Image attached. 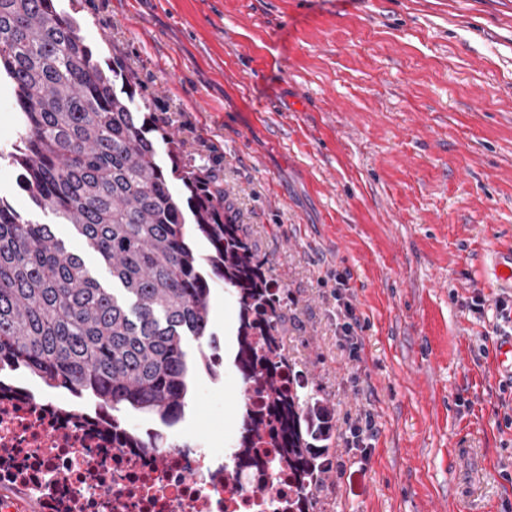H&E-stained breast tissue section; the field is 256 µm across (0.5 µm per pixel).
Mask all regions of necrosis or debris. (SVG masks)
I'll use <instances>...</instances> for the list:
<instances>
[{
	"mask_svg": "<svg viewBox=\"0 0 512 512\" xmlns=\"http://www.w3.org/2000/svg\"><path fill=\"white\" fill-rule=\"evenodd\" d=\"M272 459L181 441L164 448L121 447L108 416L0 385V512L25 494L37 512H288L286 473Z\"/></svg>",
	"mask_w": 512,
	"mask_h": 512,
	"instance_id": "1",
	"label": "necrosis or debris"
}]
</instances>
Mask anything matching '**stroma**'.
Segmentation results:
<instances>
[{
	"mask_svg": "<svg viewBox=\"0 0 512 512\" xmlns=\"http://www.w3.org/2000/svg\"><path fill=\"white\" fill-rule=\"evenodd\" d=\"M120 60L164 168L214 173L286 298L290 361L333 415L313 512H512V0H57ZM0 161V197L53 225ZM349 301L358 352L343 346ZM233 360L196 365L164 441L235 447ZM371 412L366 448L350 422Z\"/></svg>",
	"mask_w": 512,
	"mask_h": 512,
	"instance_id": "stroma-1",
	"label": "stroma"
}]
</instances>
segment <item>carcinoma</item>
Here are the masks:
<instances>
[{
  "label": "carcinoma",
  "mask_w": 512,
  "mask_h": 512,
  "mask_svg": "<svg viewBox=\"0 0 512 512\" xmlns=\"http://www.w3.org/2000/svg\"><path fill=\"white\" fill-rule=\"evenodd\" d=\"M0 76L18 111L11 151L18 185L33 205L70 224L108 268L103 285L66 249L50 224L0 198V372L22 371L47 387L178 421L191 366L186 342L206 341L202 363L217 364L210 328L214 280L239 305L234 364L260 404L241 424L239 447L277 449L295 497L310 512L314 491L335 472L332 412L288 361L280 333L283 291L210 176L179 174L181 203L139 123L134 93L81 35L55 0H0ZM210 243L206 257L187 236L184 209Z\"/></svg>",
  "instance_id": "1"
}]
</instances>
